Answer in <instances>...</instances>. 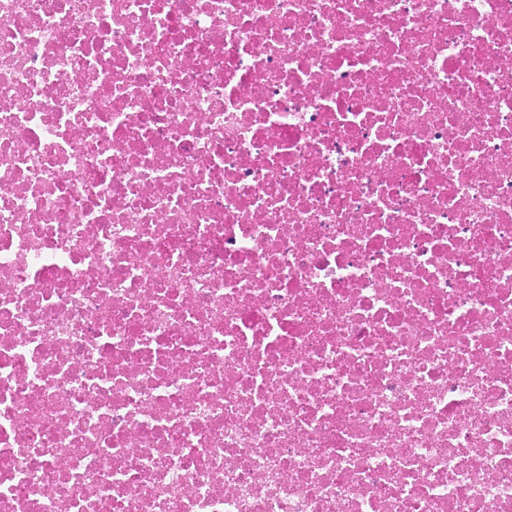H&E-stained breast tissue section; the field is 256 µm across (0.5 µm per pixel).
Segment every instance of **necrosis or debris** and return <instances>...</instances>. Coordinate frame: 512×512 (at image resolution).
Here are the masks:
<instances>
[{
	"label": "necrosis or debris",
	"mask_w": 512,
	"mask_h": 512,
	"mask_svg": "<svg viewBox=\"0 0 512 512\" xmlns=\"http://www.w3.org/2000/svg\"><path fill=\"white\" fill-rule=\"evenodd\" d=\"M0 512H512V0H0Z\"/></svg>",
	"instance_id": "4bbe7bcc"
}]
</instances>
